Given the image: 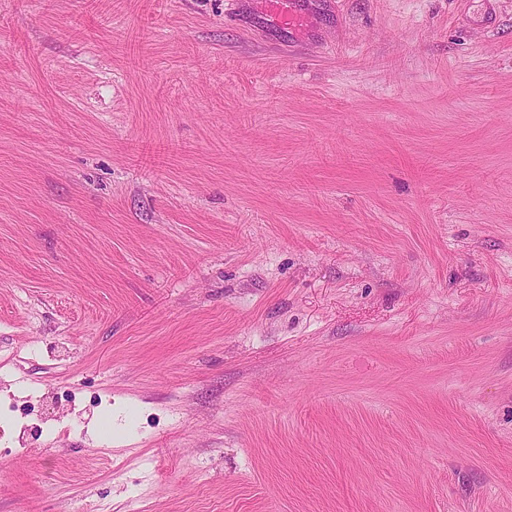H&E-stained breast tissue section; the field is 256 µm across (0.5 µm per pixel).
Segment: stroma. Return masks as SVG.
I'll return each mask as SVG.
<instances>
[{
  "instance_id": "stroma-1",
  "label": "stroma",
  "mask_w": 512,
  "mask_h": 512,
  "mask_svg": "<svg viewBox=\"0 0 512 512\" xmlns=\"http://www.w3.org/2000/svg\"><path fill=\"white\" fill-rule=\"evenodd\" d=\"M0 0V512H512V0ZM293 0H267L265 3L268 7L272 18L283 24L292 25L298 21L300 14L293 9Z\"/></svg>"
}]
</instances>
